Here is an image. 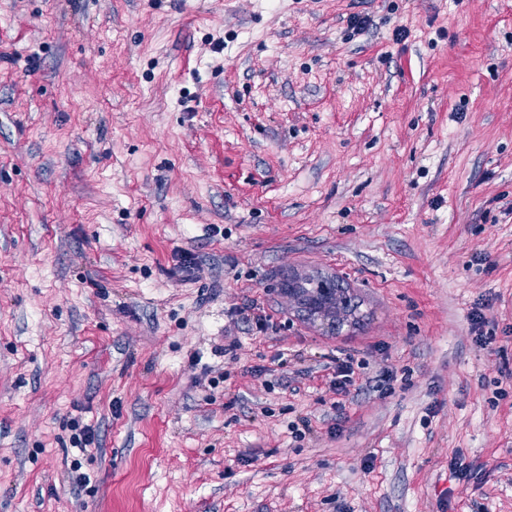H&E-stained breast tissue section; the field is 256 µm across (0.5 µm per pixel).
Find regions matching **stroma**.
I'll return each mask as SVG.
<instances>
[{"label": "stroma", "instance_id": "stroma-1", "mask_svg": "<svg viewBox=\"0 0 512 512\" xmlns=\"http://www.w3.org/2000/svg\"><path fill=\"white\" fill-rule=\"evenodd\" d=\"M0 512H512V0H0ZM296 288L307 289L311 292L314 284L306 280ZM296 288H288V296L294 302L297 315L300 314L307 321H320L330 329L336 330V327H341L344 323V325L352 326L353 322L358 319L355 316L356 309L354 307L347 308L340 298V293L345 292L344 288H338L336 295H330L326 290H322L319 294L322 303L317 308H309Z\"/></svg>", "mask_w": 512, "mask_h": 512}]
</instances>
